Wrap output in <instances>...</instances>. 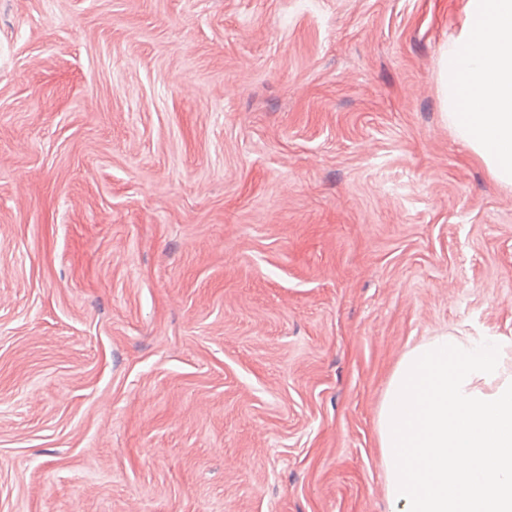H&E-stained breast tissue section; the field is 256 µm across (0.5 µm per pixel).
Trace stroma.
<instances>
[{
  "label": "stroma",
  "mask_w": 512,
  "mask_h": 512,
  "mask_svg": "<svg viewBox=\"0 0 512 512\" xmlns=\"http://www.w3.org/2000/svg\"><path fill=\"white\" fill-rule=\"evenodd\" d=\"M463 6L0 0V512H389L402 356H512Z\"/></svg>",
  "instance_id": "obj_1"
}]
</instances>
